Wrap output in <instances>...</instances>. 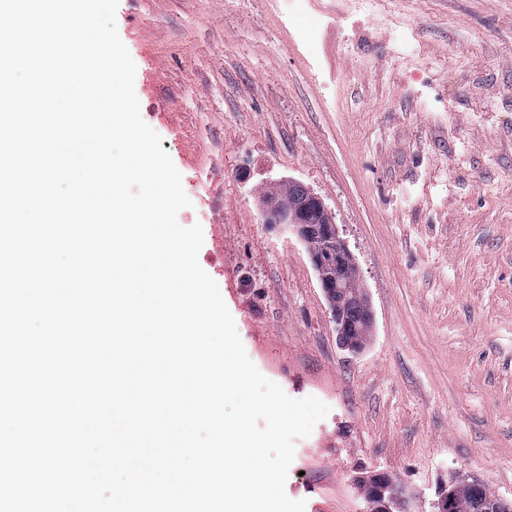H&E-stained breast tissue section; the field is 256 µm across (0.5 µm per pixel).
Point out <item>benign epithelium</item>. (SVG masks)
<instances>
[{"label": "benign epithelium", "instance_id": "7a95c632", "mask_svg": "<svg viewBox=\"0 0 512 512\" xmlns=\"http://www.w3.org/2000/svg\"><path fill=\"white\" fill-rule=\"evenodd\" d=\"M326 210L324 202L315 194L299 204L301 219L293 229L304 242L314 238L321 244L318 254L310 255L313 266L318 274L323 289L345 288L343 271L352 254L340 235L337 224L330 221L326 224L310 223L311 214ZM336 322L337 338L342 349L353 351L354 347L346 339L341 308L331 309ZM476 491L469 504H459L447 491L441 489L437 498L432 501L431 512H512V500L500 496L484 484L475 485ZM366 512H412L411 500L407 489L392 481L381 482L380 488L366 499Z\"/></svg>", "mask_w": 512, "mask_h": 512}]
</instances>
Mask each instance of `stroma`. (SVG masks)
I'll list each match as a JSON object with an SVG mask.
<instances>
[{"label":"stroma","instance_id":"obj_1","mask_svg":"<svg viewBox=\"0 0 512 512\" xmlns=\"http://www.w3.org/2000/svg\"><path fill=\"white\" fill-rule=\"evenodd\" d=\"M316 58L284 0H119L143 120L201 224L248 356L330 411L297 440L285 491L364 512L383 472L428 512L449 471L512 498V0H314ZM412 29L407 48L393 33ZM322 199L370 299L371 339L339 348L305 245L265 221L276 182Z\"/></svg>","mask_w":512,"mask_h":512}]
</instances>
